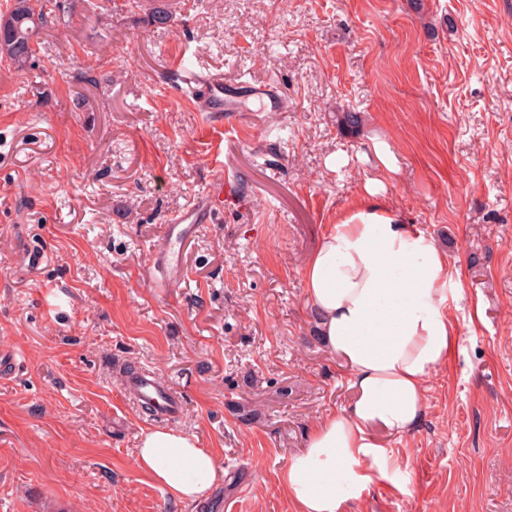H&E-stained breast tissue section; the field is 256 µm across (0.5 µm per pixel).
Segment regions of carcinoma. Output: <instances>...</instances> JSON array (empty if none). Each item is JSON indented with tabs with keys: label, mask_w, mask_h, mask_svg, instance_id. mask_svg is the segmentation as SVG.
Masks as SVG:
<instances>
[{
	"label": "carcinoma",
	"mask_w": 512,
	"mask_h": 512,
	"mask_svg": "<svg viewBox=\"0 0 512 512\" xmlns=\"http://www.w3.org/2000/svg\"><path fill=\"white\" fill-rule=\"evenodd\" d=\"M48 18L42 0H13L9 8L0 12V57L6 58L14 69L25 70ZM336 124L343 131L355 133L361 117L357 112H338Z\"/></svg>",
	"instance_id": "carcinoma-1"
}]
</instances>
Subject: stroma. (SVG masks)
Masks as SVG:
<instances>
[{
  "mask_svg": "<svg viewBox=\"0 0 512 512\" xmlns=\"http://www.w3.org/2000/svg\"><path fill=\"white\" fill-rule=\"evenodd\" d=\"M47 7L30 67L0 58V348L21 361L0 379V512H295L282 471L353 397L302 272L370 180L462 292L427 414L390 442L408 484L378 479L344 512H512V0ZM182 54L273 86L281 111H197L175 86ZM343 111L359 132L338 129ZM217 191L185 279L155 287L171 217ZM122 368L181 392L172 427L224 466L203 501L137 468L156 424L127 405Z\"/></svg>",
  "mask_w": 512,
  "mask_h": 512,
  "instance_id": "obj_1",
  "label": "stroma"
}]
</instances>
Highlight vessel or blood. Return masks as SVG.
I'll return each instance as SVG.
<instances>
[{
  "instance_id": "obj_1",
  "label": "vessel or blood",
  "mask_w": 512,
  "mask_h": 512,
  "mask_svg": "<svg viewBox=\"0 0 512 512\" xmlns=\"http://www.w3.org/2000/svg\"><path fill=\"white\" fill-rule=\"evenodd\" d=\"M174 70L183 74L187 89L197 98L201 111L243 112L251 99L259 101L267 112L282 108L280 97L269 86L225 82L223 77L190 67L184 57L175 63ZM215 205V198H201L168 224L162 242L153 253L157 287L168 288L182 279L184 249L195 239L200 224L211 219ZM124 392L134 404H149L156 420L176 416L183 408L181 393L172 386L162 385L148 371L128 375Z\"/></svg>"
}]
</instances>
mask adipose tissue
Here are the masks:
<instances>
[{
  "mask_svg": "<svg viewBox=\"0 0 512 512\" xmlns=\"http://www.w3.org/2000/svg\"><path fill=\"white\" fill-rule=\"evenodd\" d=\"M369 203L323 234L303 271L328 354L347 367L352 402L320 418L281 474L297 512H343L376 479H403L387 447L427 412V384L448 361L456 328L446 308L462 287L432 237ZM136 465L170 497L208 496L220 460L178 428L142 433Z\"/></svg>",
  "mask_w": 512,
  "mask_h": 512,
  "instance_id": "obj_1",
  "label": "adipose tissue"
}]
</instances>
